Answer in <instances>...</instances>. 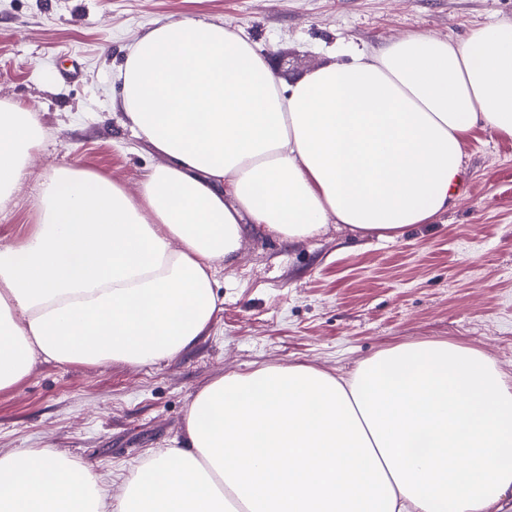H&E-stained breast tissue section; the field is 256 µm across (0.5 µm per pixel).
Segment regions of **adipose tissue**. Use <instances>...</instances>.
Segmentation results:
<instances>
[{
	"instance_id": "1",
	"label": "adipose tissue",
	"mask_w": 512,
	"mask_h": 512,
	"mask_svg": "<svg viewBox=\"0 0 512 512\" xmlns=\"http://www.w3.org/2000/svg\"><path fill=\"white\" fill-rule=\"evenodd\" d=\"M349 56L287 82L219 23L139 38L121 107L166 162L135 197L78 167L48 176L34 231L0 248V390L40 358L177 356L218 311L214 260L247 234L399 237L447 211L473 129L512 137V22ZM43 142L29 108L0 104V208ZM511 490L512 380L448 340L386 347L340 379L224 375L113 503L53 448L0 455V512H494Z\"/></svg>"
}]
</instances>
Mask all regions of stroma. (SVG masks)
Instances as JSON below:
<instances>
[{"mask_svg": "<svg viewBox=\"0 0 512 512\" xmlns=\"http://www.w3.org/2000/svg\"><path fill=\"white\" fill-rule=\"evenodd\" d=\"M186 18L287 55L290 81L349 47L512 21V0H0V102L27 105L45 136L0 210V247L29 235L54 169L103 173L134 194L163 164L126 124L118 69L142 34ZM462 168L461 193L437 223L395 240L346 224L293 243L251 234L232 264L215 261L220 309L175 357L37 360L0 390V453L57 449L94 465L117 497L143 459L181 438L197 392L228 372L309 364L344 376L385 347L439 339L482 351L512 378V137L475 129Z\"/></svg>", "mask_w": 512, "mask_h": 512, "instance_id": "obj_1", "label": "stroma"}]
</instances>
